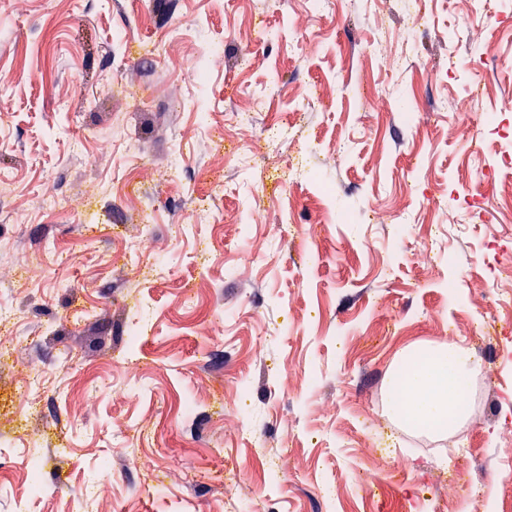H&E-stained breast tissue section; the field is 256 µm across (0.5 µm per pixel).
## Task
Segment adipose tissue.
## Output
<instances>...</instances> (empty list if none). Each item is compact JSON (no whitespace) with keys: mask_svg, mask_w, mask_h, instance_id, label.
I'll return each mask as SVG.
<instances>
[{"mask_svg":"<svg viewBox=\"0 0 512 512\" xmlns=\"http://www.w3.org/2000/svg\"><path fill=\"white\" fill-rule=\"evenodd\" d=\"M473 369L459 342L411 348L391 368V412L417 428L453 429L468 412L464 395Z\"/></svg>","mask_w":512,"mask_h":512,"instance_id":"obj_1","label":"adipose tissue"}]
</instances>
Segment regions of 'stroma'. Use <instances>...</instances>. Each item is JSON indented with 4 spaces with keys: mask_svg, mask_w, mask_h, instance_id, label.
<instances>
[{
    "mask_svg": "<svg viewBox=\"0 0 512 512\" xmlns=\"http://www.w3.org/2000/svg\"><path fill=\"white\" fill-rule=\"evenodd\" d=\"M418 3L411 40L398 0H0V512H512V170L439 206L493 150L458 120L512 100V24ZM306 84L325 108L271 141ZM133 162L147 195H112ZM448 340L470 417L408 429L389 368Z\"/></svg>",
    "mask_w": 512,
    "mask_h": 512,
    "instance_id": "obj_1",
    "label": "stroma"
}]
</instances>
